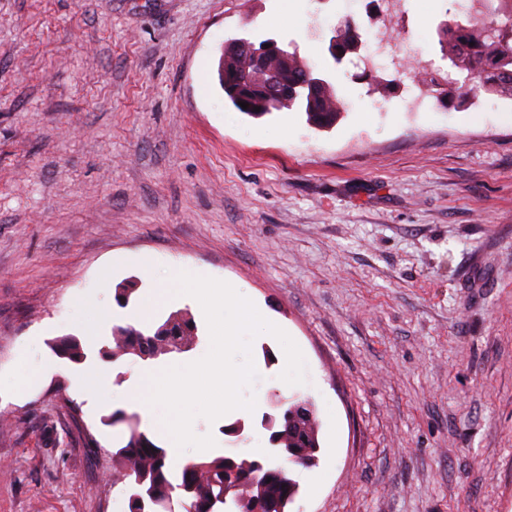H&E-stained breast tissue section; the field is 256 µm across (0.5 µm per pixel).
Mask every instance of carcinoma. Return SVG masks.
Segmentation results:
<instances>
[{
  "instance_id": "obj_1",
  "label": "carcinoma",
  "mask_w": 512,
  "mask_h": 512,
  "mask_svg": "<svg viewBox=\"0 0 512 512\" xmlns=\"http://www.w3.org/2000/svg\"><path fill=\"white\" fill-rule=\"evenodd\" d=\"M437 36L442 55L452 67L466 73V79L478 80V89L487 94L512 99V0H471L462 18L439 23ZM251 45L252 41L242 38L238 44L225 46L224 54L237 59L218 73L225 96L237 110L260 118L295 108L318 128L336 124L344 110L342 101L328 80L310 84L307 75L312 68L295 50L288 52V63L271 66L288 81V97L279 100L253 91L266 74L254 69ZM242 102L249 103L248 108H242ZM112 340V350L104 357L148 360L188 353L198 344L199 335L194 318L177 310L158 324L115 325ZM53 348L73 363L86 359L76 337H62ZM104 423L112 427L123 424L128 430L122 446L112 452V486L128 493L129 512L167 510L174 500L187 506L185 512H289L299 493L289 468L314 466L320 450L319 423L307 401L288 400L279 412L262 414L260 425L269 431L271 457L247 459L222 453L190 459L176 477L167 464V449L140 428L138 414L116 410Z\"/></svg>"
}]
</instances>
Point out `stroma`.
Returning a JSON list of instances; mask_svg holds the SVG:
<instances>
[{
	"instance_id": "obj_1",
	"label": "stroma",
	"mask_w": 512,
	"mask_h": 512,
	"mask_svg": "<svg viewBox=\"0 0 512 512\" xmlns=\"http://www.w3.org/2000/svg\"><path fill=\"white\" fill-rule=\"evenodd\" d=\"M416 47L456 0H402ZM345 0H0V512H128L112 485L141 359L103 360L174 266L237 288L301 349L252 342L256 408L197 435L268 454L271 396L320 452L290 512H512V102L426 98L326 48ZM296 23H289V16ZM272 38L334 86L330 129L225 99V41ZM151 270H143L144 257ZM138 290L127 306L115 290ZM81 340L85 362L50 349ZM274 362H265L264 350ZM39 375L16 386L20 368ZM101 370L93 404L84 384ZM243 420L242 435L222 424Z\"/></svg>"
}]
</instances>
